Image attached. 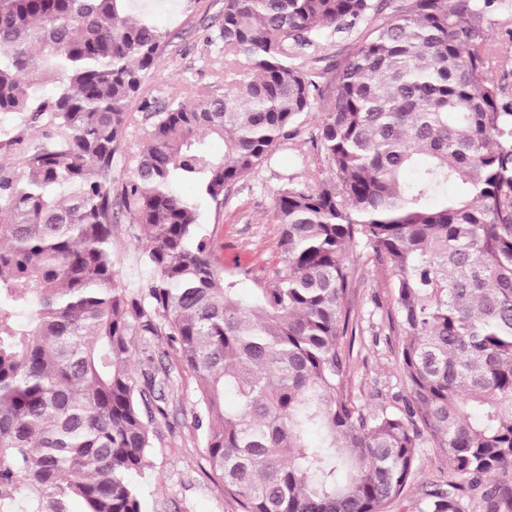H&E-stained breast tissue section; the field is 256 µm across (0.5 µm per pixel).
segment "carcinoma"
<instances>
[{
    "instance_id": "1",
    "label": "carcinoma",
    "mask_w": 512,
    "mask_h": 512,
    "mask_svg": "<svg viewBox=\"0 0 512 512\" xmlns=\"http://www.w3.org/2000/svg\"><path fill=\"white\" fill-rule=\"evenodd\" d=\"M495 2L404 0L367 27L387 0H224V84L154 112L114 195L166 33L130 0H0V113L48 128L20 171H0V512L18 484L32 512L67 497L142 512L130 476L151 448L148 375L131 336L157 320L197 379L207 460L240 512H386L425 441L460 481L416 512H467L466 488L512 512V97L489 77ZM361 27L311 136L330 177L278 193L282 268L245 300L177 187L224 203L322 95L295 60ZM116 206L146 241L140 298L115 270ZM355 243L394 278L401 407L368 412L345 392Z\"/></svg>"
}]
</instances>
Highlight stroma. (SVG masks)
<instances>
[{"label": "stroma", "instance_id": "stroma-1", "mask_svg": "<svg viewBox=\"0 0 512 512\" xmlns=\"http://www.w3.org/2000/svg\"><path fill=\"white\" fill-rule=\"evenodd\" d=\"M224 0H158L152 17L167 34L158 65L146 78L138 98L129 107L132 119L125 129L112 167V182L120 184L146 147L153 112L171 98L194 103L197 92L224 79V54L207 42L221 22ZM489 27L498 55L491 78L512 95V11H492ZM359 32L325 39L314 54L298 59L301 67H313L323 89L312 111L304 113L297 135L280 141L270 160L234 183L216 204L192 185L180 187L182 195L198 205L201 233L211 244L227 275L241 278L242 296L270 285L281 266L278 241L280 226L275 216L278 191L286 185L313 187L325 179L321 157L312 149L322 112L328 111L338 70L353 52ZM44 131L41 121L30 115L0 113V167L20 171L21 158L29 144ZM19 145H8L13 136ZM115 269L130 290L151 279L144 257L141 231L131 217L115 210L112 226ZM353 286L345 308L351 330L344 339L350 349L346 391L368 409L394 406L406 392L396 368L395 350L399 330L395 320L393 278L386 263L371 251L354 248L350 255ZM133 365L155 378L161 400L159 413L150 423L151 447L147 462L134 482L142 512H239L234 500L225 496L206 461L203 434L197 429V381L184 368L176 348L166 336L135 332ZM448 469L430 446H423L416 475L402 501L388 512H415L414 502L425 492L445 486Z\"/></svg>", "mask_w": 512, "mask_h": 512}]
</instances>
